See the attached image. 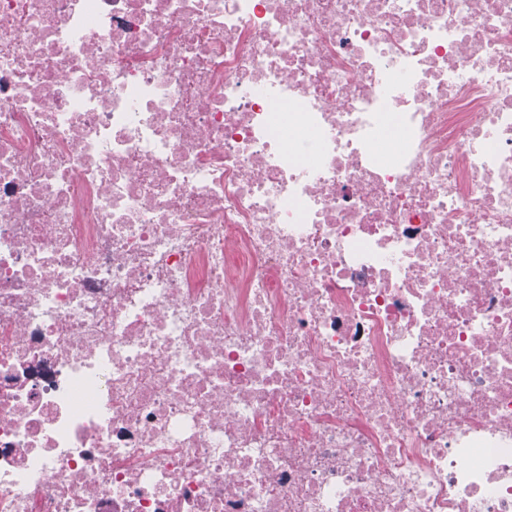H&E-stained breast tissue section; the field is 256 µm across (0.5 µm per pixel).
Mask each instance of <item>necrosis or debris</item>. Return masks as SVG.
<instances>
[{
    "mask_svg": "<svg viewBox=\"0 0 512 512\" xmlns=\"http://www.w3.org/2000/svg\"><path fill=\"white\" fill-rule=\"evenodd\" d=\"M0 512H512V0H0Z\"/></svg>",
    "mask_w": 512,
    "mask_h": 512,
    "instance_id": "4bbe7bcc",
    "label": "necrosis or debris"
}]
</instances>
